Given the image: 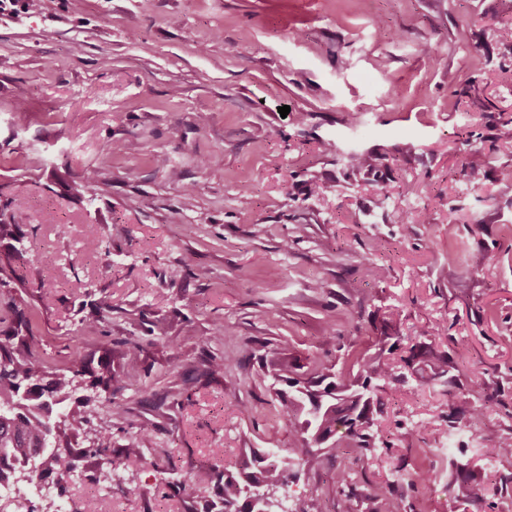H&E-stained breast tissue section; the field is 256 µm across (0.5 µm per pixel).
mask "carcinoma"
Here are the masks:
<instances>
[{"mask_svg": "<svg viewBox=\"0 0 512 512\" xmlns=\"http://www.w3.org/2000/svg\"><path fill=\"white\" fill-rule=\"evenodd\" d=\"M463 176L477 186L482 180L489 156L470 140ZM352 173L372 178L379 196L387 199L395 177L391 158L385 152L354 149L342 157ZM9 202L0 205V241L13 242L0 258V288L13 285L32 286L37 292L50 287L45 281L32 285L17 274L15 263L24 259L25 233L20 225L6 219ZM11 313L0 317L7 324L0 339V490H10L21 483L41 484L53 476L61 482L75 468V462L90 453L109 470L135 469L143 452L136 445L120 455L112 454V427L95 435L92 447L84 450L71 444L76 418L88 422L102 412L111 420L123 421L127 410L100 393L112 384V349L104 348V356L96 370L74 355L71 364L62 368L48 365L41 355V338L34 330V312L21 307L20 296L6 302ZM112 314L111 302L104 298L92 304L88 320L102 323ZM432 382L448 374L449 356L425 350ZM272 378L279 416L288 424V432L300 443L298 448H246L249 462L234 470L210 465L188 467L198 484H210L214 494L202 505L190 500L184 512H265L267 504L283 497L290 471L301 465L312 467L324 455L336 456L345 448L376 447L379 438L373 431V414L382 406L381 383L392 377V365L383 349L361 353L351 367L356 374L335 372L333 367L315 364L307 373H298L299 365L280 358L262 363ZM483 454L491 459L511 458L512 441L485 442ZM465 477L455 483L457 496L475 504L477 472L462 465Z\"/></svg>", "mask_w": 512, "mask_h": 512, "instance_id": "carcinoma-1", "label": "carcinoma"}]
</instances>
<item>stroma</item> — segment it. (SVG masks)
<instances>
[{
	"mask_svg": "<svg viewBox=\"0 0 512 512\" xmlns=\"http://www.w3.org/2000/svg\"><path fill=\"white\" fill-rule=\"evenodd\" d=\"M468 85L512 115V0H0V191L32 258L21 275L53 284L35 302L42 355L63 366L77 349L93 367L112 349L109 395L127 418L78 424L75 447L108 424L118 454L151 429L138 469L82 457L64 486L43 481L35 512L91 491L101 512L209 498L170 486L172 469L295 445L259 356L341 368L384 318L396 378L380 443L299 470L291 512H336L348 492L359 512L378 494L395 512H512V459L479 452L484 438L512 440V144L456 96ZM472 134L490 155L478 187L461 173ZM323 140L393 155L396 190L379 197ZM114 142L127 151L105 154ZM88 168L100 171L91 194L77 189ZM478 251L488 262L469 272ZM367 257L386 280L362 275ZM103 296L110 318L87 325L81 303ZM422 342L450 355L451 384L406 367ZM213 356L229 359L217 382ZM465 397L482 416L449 428ZM463 462L485 474L475 505L450 490Z\"/></svg>",
	"mask_w": 512,
	"mask_h": 512,
	"instance_id": "obj_1",
	"label": "stroma"
}]
</instances>
